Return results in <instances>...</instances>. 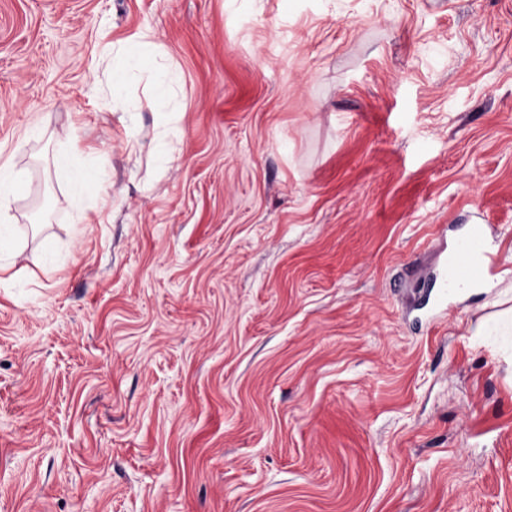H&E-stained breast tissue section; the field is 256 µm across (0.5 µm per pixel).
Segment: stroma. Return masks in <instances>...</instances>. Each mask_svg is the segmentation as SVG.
<instances>
[{"label": "stroma", "mask_w": 512, "mask_h": 512, "mask_svg": "<svg viewBox=\"0 0 512 512\" xmlns=\"http://www.w3.org/2000/svg\"><path fill=\"white\" fill-rule=\"evenodd\" d=\"M4 161L0 512H512V0H0ZM0 223V253L7 251L11 259L6 264L0 263V274H6L12 270L18 260L23 258L24 251L18 243L17 225L5 222L2 219ZM488 226L480 223L471 224L466 238L458 243L457 249L448 260L446 288H442L440 304L448 306V285L462 286L465 283H477L487 273H492L498 262V254L487 247Z\"/></svg>", "instance_id": "stroma-1"}]
</instances>
